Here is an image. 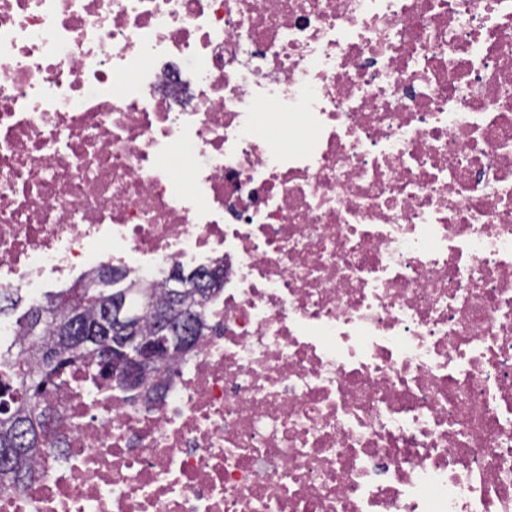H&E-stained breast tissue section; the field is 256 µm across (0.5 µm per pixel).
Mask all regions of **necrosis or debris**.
<instances>
[{"instance_id": "4bbe7bcc", "label": "necrosis or debris", "mask_w": 512, "mask_h": 512, "mask_svg": "<svg viewBox=\"0 0 512 512\" xmlns=\"http://www.w3.org/2000/svg\"><path fill=\"white\" fill-rule=\"evenodd\" d=\"M203 256L0 512H512V0H0V288Z\"/></svg>"}]
</instances>
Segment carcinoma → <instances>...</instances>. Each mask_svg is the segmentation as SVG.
I'll use <instances>...</instances> for the list:
<instances>
[{
    "instance_id": "obj_1",
    "label": "carcinoma",
    "mask_w": 512,
    "mask_h": 512,
    "mask_svg": "<svg viewBox=\"0 0 512 512\" xmlns=\"http://www.w3.org/2000/svg\"><path fill=\"white\" fill-rule=\"evenodd\" d=\"M134 283L125 274L104 266L92 279V288H61L45 293L44 303L30 307L15 320V336H0V491L33 485L40 477L39 456L50 448L59 449L50 427L58 410L48 395L63 384L70 365L89 358V368L96 377L110 378L113 385L131 391L123 378H113L112 365L104 362L103 354L120 343V337L112 332L115 302L123 301L128 310L139 311L142 290L133 287ZM166 283L168 287L162 290L152 289L154 308L141 313L140 336H154L161 316L193 348L207 328L206 306L221 292L223 276L217 275L202 288L196 282L190 288H177L171 277ZM87 291L91 300L82 315L70 319L44 316L52 307L59 309L69 301L81 300ZM20 301L18 293L0 290V317ZM187 313L193 323L185 331L183 319Z\"/></svg>"
}]
</instances>
